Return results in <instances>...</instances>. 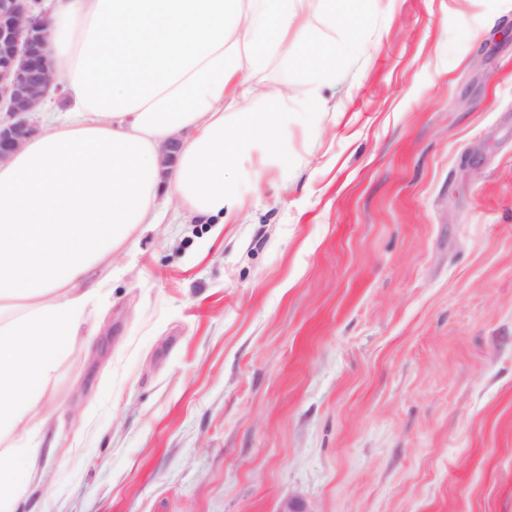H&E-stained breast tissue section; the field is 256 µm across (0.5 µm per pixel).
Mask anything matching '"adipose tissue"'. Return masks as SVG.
Returning <instances> with one entry per match:
<instances>
[{
	"label": "adipose tissue",
	"instance_id": "ef3b65f1",
	"mask_svg": "<svg viewBox=\"0 0 512 512\" xmlns=\"http://www.w3.org/2000/svg\"><path fill=\"white\" fill-rule=\"evenodd\" d=\"M304 3L45 0L75 117L0 162V434L24 430L101 297L92 271L156 225L160 192L206 221L241 209L240 181L260 188L252 155L287 123L288 96L253 79L309 46ZM41 453L0 452V512H16Z\"/></svg>",
	"mask_w": 512,
	"mask_h": 512
}]
</instances>
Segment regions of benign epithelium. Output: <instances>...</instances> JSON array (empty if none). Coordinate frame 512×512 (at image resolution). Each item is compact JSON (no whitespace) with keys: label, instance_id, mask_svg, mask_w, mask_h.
<instances>
[{"label":"benign epithelium","instance_id":"obj_1","mask_svg":"<svg viewBox=\"0 0 512 512\" xmlns=\"http://www.w3.org/2000/svg\"><path fill=\"white\" fill-rule=\"evenodd\" d=\"M43 0H0V161L37 131L32 116L55 84Z\"/></svg>","mask_w":512,"mask_h":512}]
</instances>
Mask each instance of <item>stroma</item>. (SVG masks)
Here are the masks:
<instances>
[{
  "label": "stroma",
  "instance_id": "obj_1",
  "mask_svg": "<svg viewBox=\"0 0 512 512\" xmlns=\"http://www.w3.org/2000/svg\"><path fill=\"white\" fill-rule=\"evenodd\" d=\"M305 17L256 77L284 162L220 234L164 195L114 257L18 512H512V0Z\"/></svg>",
  "mask_w": 512,
  "mask_h": 512
}]
</instances>
